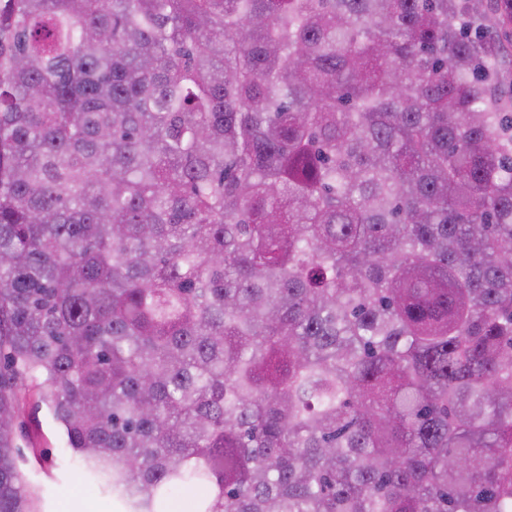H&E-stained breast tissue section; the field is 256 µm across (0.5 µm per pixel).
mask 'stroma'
I'll return each instance as SVG.
<instances>
[{
  "mask_svg": "<svg viewBox=\"0 0 512 512\" xmlns=\"http://www.w3.org/2000/svg\"><path fill=\"white\" fill-rule=\"evenodd\" d=\"M491 41L499 52L501 85L512 89V25L498 21L492 0H482ZM18 466L28 484L35 512H113L111 499L74 465L65 439L37 392L22 400L16 421Z\"/></svg>",
  "mask_w": 512,
  "mask_h": 512,
  "instance_id": "1",
  "label": "stroma"
}]
</instances>
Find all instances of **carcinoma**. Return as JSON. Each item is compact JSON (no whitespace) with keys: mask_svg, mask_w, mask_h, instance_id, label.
Segmentation results:
<instances>
[{"mask_svg":"<svg viewBox=\"0 0 512 512\" xmlns=\"http://www.w3.org/2000/svg\"><path fill=\"white\" fill-rule=\"evenodd\" d=\"M481 0H0V512L36 390L119 512H512V93Z\"/></svg>","mask_w":512,"mask_h":512,"instance_id":"1","label":"carcinoma"}]
</instances>
